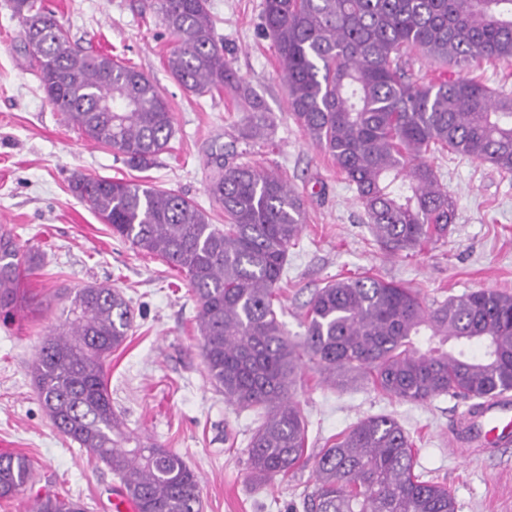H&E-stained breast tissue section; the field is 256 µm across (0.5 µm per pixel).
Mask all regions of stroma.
Segmentation results:
<instances>
[{"mask_svg": "<svg viewBox=\"0 0 512 512\" xmlns=\"http://www.w3.org/2000/svg\"><path fill=\"white\" fill-rule=\"evenodd\" d=\"M42 2L72 40L146 74L168 100L175 134L145 171L88 141L46 99L20 52L21 26L9 0H0V224L13 227L21 248L43 256L41 268L20 282L31 305L0 321V453L37 463L28 496L57 491L81 499L87 512H113L119 478L55 431L29 375L42 339L62 322L64 297L109 283L135 311L133 329L107 370L112 407L128 435L162 444L199 474L202 512H304L315 455L359 420L380 414L396 418L410 434L417 472L447 485L457 512H512V446L465 459L453 449L454 426L468 401L442 395L409 403L370 380L333 386L308 369L295 395L308 454L282 483L255 488L247 455L253 415L225 402L207 380L196 305L183 275L113 235L70 190L76 172L147 183L177 191L220 224L224 211L207 191L212 148L235 149L240 161L279 171L305 201V223L288 249L279 296L288 334L298 338L313 292L340 276L401 283L428 307L480 288L512 295V175L448 152L429 156L456 201L455 221L437 243L387 254L354 186L290 114L275 52L261 30L263 0H210V10L233 67L275 117L269 147L240 139L244 103L217 92L199 97L174 80L166 66L174 43L156 0Z\"/></svg>", "mask_w": 512, "mask_h": 512, "instance_id": "1", "label": "stroma"}]
</instances>
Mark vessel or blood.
I'll use <instances>...</instances> for the list:
<instances>
[{"label":"vessel or blood","mask_w":512,"mask_h":512,"mask_svg":"<svg viewBox=\"0 0 512 512\" xmlns=\"http://www.w3.org/2000/svg\"><path fill=\"white\" fill-rule=\"evenodd\" d=\"M465 429L470 445L484 453L512 444V396L484 403L468 417Z\"/></svg>","instance_id":"vessel-or-blood-1"}]
</instances>
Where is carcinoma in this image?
<instances>
[{
	"label": "carcinoma",
	"mask_w": 512,
	"mask_h": 512,
	"mask_svg": "<svg viewBox=\"0 0 512 512\" xmlns=\"http://www.w3.org/2000/svg\"><path fill=\"white\" fill-rule=\"evenodd\" d=\"M11 9L48 102L129 167L150 168L174 133L159 88L135 67L72 43L38 0H11ZM156 9L175 42L166 59L172 77L198 96L226 91L249 101L241 138L270 140L274 120L226 59L208 0H156ZM261 27L288 84L292 117L355 186L388 251L419 249L453 223L455 201L428 152L448 150L512 174V94L461 75L484 61L512 60V0H263ZM413 50L459 75L410 81L404 56ZM208 163L222 224L174 190L83 174L73 176L71 190L113 234L184 275L208 380L225 401L254 414L248 455L256 485L286 476L306 453L294 401L306 362L327 382L365 378L412 403L512 390V296L493 290L427 309L397 283L338 278L312 295L303 339L288 338L274 300L304 203L283 177L222 147ZM39 264V252L21 251L11 231L0 230L1 313L17 308L21 274ZM133 324L120 289H77L65 327L29 366L38 400L60 435L120 478L137 512H202L195 471L164 446L126 436L112 410L107 362ZM415 466L413 442L395 418H365L316 454L305 512H456L448 487ZM36 472L29 457L0 454V499L17 512H85L67 495L26 498Z\"/></svg>",
	"instance_id": "1"
}]
</instances>
